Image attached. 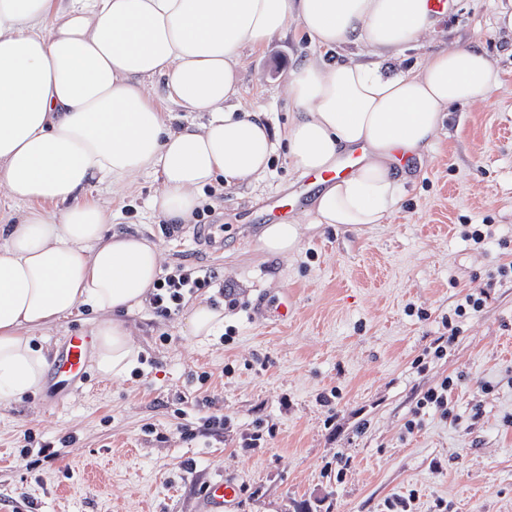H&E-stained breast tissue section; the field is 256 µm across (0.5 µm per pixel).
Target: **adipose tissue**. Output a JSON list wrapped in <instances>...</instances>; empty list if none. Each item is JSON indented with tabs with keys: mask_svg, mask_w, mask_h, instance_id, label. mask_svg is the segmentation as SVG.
Listing matches in <instances>:
<instances>
[{
	"mask_svg": "<svg viewBox=\"0 0 512 512\" xmlns=\"http://www.w3.org/2000/svg\"><path fill=\"white\" fill-rule=\"evenodd\" d=\"M432 0H0V404L40 392L51 365L39 338L84 305L99 313L92 361L119 380L141 348L120 313L155 287L162 254L108 232L91 182L155 174L153 209L188 223L198 192L260 179L277 149L323 175L307 223L264 225L256 253L294 254L303 229L383 223L400 198L393 168L421 156L450 109L486 96L499 75L456 46L391 70L429 35ZM298 26L317 49L367 47L369 63L308 62L287 77L295 110L280 140L237 109L241 53ZM162 86L169 109L149 88ZM202 115L183 124L182 112Z\"/></svg>",
	"mask_w": 512,
	"mask_h": 512,
	"instance_id": "adipose-tissue-1",
	"label": "adipose tissue"
}]
</instances>
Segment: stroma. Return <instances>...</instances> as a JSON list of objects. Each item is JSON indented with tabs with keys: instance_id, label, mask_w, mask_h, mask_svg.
Wrapping results in <instances>:
<instances>
[{
	"instance_id": "obj_1",
	"label": "stroma",
	"mask_w": 512,
	"mask_h": 512,
	"mask_svg": "<svg viewBox=\"0 0 512 512\" xmlns=\"http://www.w3.org/2000/svg\"><path fill=\"white\" fill-rule=\"evenodd\" d=\"M511 8L451 0L435 31L392 59L406 69L467 44L500 80L452 108L384 223L305 233L286 257L252 252L273 221L269 199L287 198L295 216L312 199L280 151L259 181L205 188L202 216L176 232L150 206L155 175L120 192L90 186L112 204V231L161 248L162 274L216 277L184 292L171 316L147 301L124 314L143 349L128 378L90 368L63 394L49 383L0 406V512H199L219 478L240 486L234 512H390L398 500L407 512H512V282L496 276L512 262V32L496 22ZM314 54L295 26L243 50V111L282 135L287 75ZM201 223L223 225L221 250L197 242ZM462 224L495 235L476 250ZM469 293L483 294L481 311L459 319L457 340L434 357ZM285 294L294 314L272 324ZM199 300L223 306V335H187L183 316ZM447 377V412L417 409ZM213 414L221 433L206 426ZM258 431L259 447H248ZM48 442L64 443L59 459L41 460Z\"/></svg>"
}]
</instances>
